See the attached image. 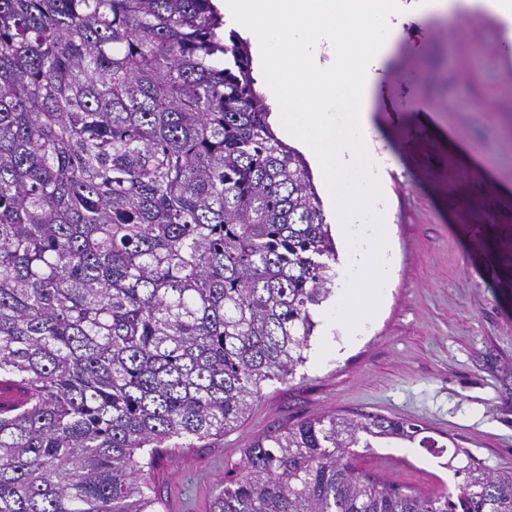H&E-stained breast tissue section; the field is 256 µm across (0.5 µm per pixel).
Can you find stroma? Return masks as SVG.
<instances>
[{"instance_id":"1","label":"stroma","mask_w":512,"mask_h":512,"mask_svg":"<svg viewBox=\"0 0 512 512\" xmlns=\"http://www.w3.org/2000/svg\"><path fill=\"white\" fill-rule=\"evenodd\" d=\"M399 26L371 104L396 159L390 296L355 346L323 364L306 350L224 437L161 453L163 512H210L255 438L333 412L412 422L436 440L392 439L357 459L404 491L456 493L454 446L512 474V32L461 12Z\"/></svg>"}]
</instances>
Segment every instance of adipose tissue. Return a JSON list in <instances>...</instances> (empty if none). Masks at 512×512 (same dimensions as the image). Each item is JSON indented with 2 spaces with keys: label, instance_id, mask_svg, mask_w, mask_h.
<instances>
[{
  "label": "adipose tissue",
  "instance_id": "obj_1",
  "mask_svg": "<svg viewBox=\"0 0 512 512\" xmlns=\"http://www.w3.org/2000/svg\"><path fill=\"white\" fill-rule=\"evenodd\" d=\"M229 25L249 33L268 94L277 105L270 121L296 142L320 172L334 206L336 223L346 236L361 230L364 245L344 255L338 288L330 307L316 310L323 330L318 359L340 355L355 344L364 327L389 295L390 227L366 223L378 214L383 184L372 176L374 160L393 168L389 154H377L370 135L374 75L370 63H381L389 40L379 39L391 18L405 12L448 13L453 0H382L366 10L362 0H345L339 12L325 0H219ZM352 110L336 120L335 101Z\"/></svg>",
  "mask_w": 512,
  "mask_h": 512
}]
</instances>
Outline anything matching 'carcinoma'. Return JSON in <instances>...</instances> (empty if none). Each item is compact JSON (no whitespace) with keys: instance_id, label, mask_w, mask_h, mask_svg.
<instances>
[{"instance_id":"1","label":"carcinoma","mask_w":512,"mask_h":512,"mask_svg":"<svg viewBox=\"0 0 512 512\" xmlns=\"http://www.w3.org/2000/svg\"><path fill=\"white\" fill-rule=\"evenodd\" d=\"M213 0H0V512H160L162 448L224 435L305 362L336 249ZM418 425L258 437L211 512H512L356 469Z\"/></svg>"}]
</instances>
